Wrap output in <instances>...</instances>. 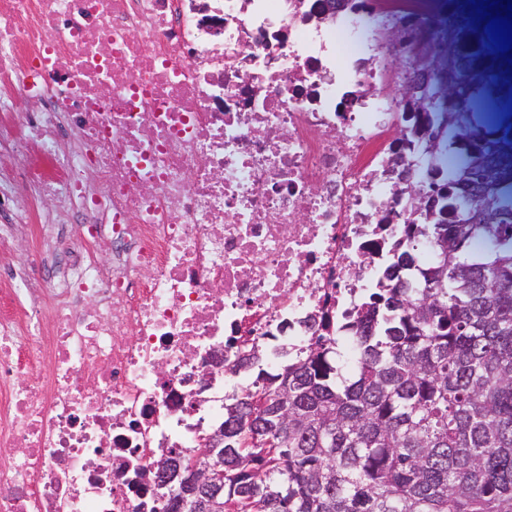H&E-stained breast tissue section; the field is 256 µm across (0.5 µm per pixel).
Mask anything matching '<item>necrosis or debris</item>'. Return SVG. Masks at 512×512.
I'll return each instance as SVG.
<instances>
[{
    "instance_id": "4bbe7bcc",
    "label": "necrosis or debris",
    "mask_w": 512,
    "mask_h": 512,
    "mask_svg": "<svg viewBox=\"0 0 512 512\" xmlns=\"http://www.w3.org/2000/svg\"><path fill=\"white\" fill-rule=\"evenodd\" d=\"M445 0H0V116L59 278L0 290V512H152L268 369L377 287L400 185L387 32ZM107 245L108 262L88 243Z\"/></svg>"
}]
</instances>
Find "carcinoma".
I'll list each match as a JSON object with an SVG mask.
<instances>
[{"mask_svg":"<svg viewBox=\"0 0 512 512\" xmlns=\"http://www.w3.org/2000/svg\"><path fill=\"white\" fill-rule=\"evenodd\" d=\"M446 3L417 35L434 83L448 55L465 60L467 96L425 117L419 99L401 97L397 143L457 161L430 167L431 219L408 224L379 287L343 325L352 377L336 384L330 333L276 373L260 367L259 348L242 362L260 386L224 406V504L237 506L224 512H512V68L470 0ZM489 194L494 213L459 229L456 206L482 214ZM422 233L448 241L447 269L415 267ZM484 234L497 250L471 254Z\"/></svg>","mask_w":512,"mask_h":512,"instance_id":"obj_1","label":"carcinoma"}]
</instances>
